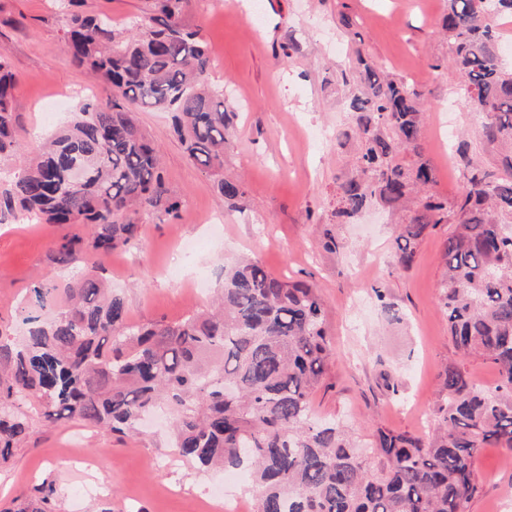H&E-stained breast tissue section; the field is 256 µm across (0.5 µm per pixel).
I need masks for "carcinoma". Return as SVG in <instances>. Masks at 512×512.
<instances>
[{"label":"carcinoma","instance_id":"1","mask_svg":"<svg viewBox=\"0 0 512 512\" xmlns=\"http://www.w3.org/2000/svg\"><path fill=\"white\" fill-rule=\"evenodd\" d=\"M188 2L155 0V13L130 19L126 36L107 16L69 13L65 52L112 88V100L81 103L0 191V224L21 216L88 230V239L63 237L49 252L69 270L63 310L23 317L18 339L0 336V462L20 447L35 413L50 425L79 421L124 434L165 407L170 447L199 469L246 471L256 512H467L481 488L477 453L512 450V73L497 55L498 21L512 15V0H448L439 21L456 92L483 115V137L502 163L498 174L465 167L451 199L434 190L423 154L421 94L360 60L361 86L349 101L355 174L336 184L334 216L349 221L373 200L387 205L399 215L404 269L428 227L455 225L440 280L448 336L461 359L483 357L500 374L484 389L449 363L432 438L379 428L368 448L313 410L330 357L314 286L244 259L224 272L214 311L145 325L128 321L103 269L81 267V249L109 254L137 239L141 217L181 209L138 112L172 113L174 133L218 193L244 197L243 183L224 176L237 113L209 83L211 52L185 20ZM16 81L1 49L0 159L22 153ZM74 161L84 173L78 186L67 180ZM52 495L50 487L17 512H53Z\"/></svg>","mask_w":512,"mask_h":512}]
</instances>
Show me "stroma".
I'll use <instances>...</instances> for the list:
<instances>
[{"label":"stroma","instance_id":"35a3bbf8","mask_svg":"<svg viewBox=\"0 0 512 512\" xmlns=\"http://www.w3.org/2000/svg\"><path fill=\"white\" fill-rule=\"evenodd\" d=\"M154 0H83L88 14L111 17L117 31L150 15ZM446 0H190L186 21L200 28L212 54L211 83L238 114L224 170L240 175L245 195L224 202L213 177L190 161L160 111L138 113L155 140L162 167L182 207L178 218L145 221L139 241L84 264L104 268L130 321L173 324L209 307L226 266L259 259L285 281L313 284L325 302L332 356L313 396L318 418L349 427L360 444L377 429L428 437L439 398L438 374L455 358L439 308L441 254L451 225L427 230L410 268L399 267L395 237L380 203L360 221L337 223L338 181L354 173L348 100L358 56L384 76L413 84L426 112L422 144L437 175L435 190L454 196L461 171L475 164L494 173L498 149L482 135L483 117L454 93L437 33ZM64 0H0V49L18 76L14 110L24 158L87 99L104 103L111 88L74 66L63 47ZM293 46L284 56L285 46ZM453 124L449 144L436 127L438 106ZM78 224L19 220L0 224V332L16 334L23 316H50L54 300L37 302L38 286L63 285L67 270L48 252ZM337 247H328L329 239ZM482 490L469 512H496L512 500V452L481 449ZM247 486L234 473L197 472L172 455L165 424L123 437L79 423L33 419L21 449L0 465V512L53 486L57 512H211L223 483Z\"/></svg>","mask_w":512,"mask_h":512}]
</instances>
